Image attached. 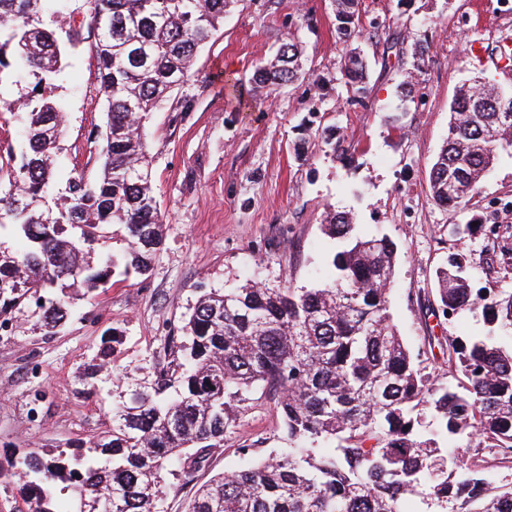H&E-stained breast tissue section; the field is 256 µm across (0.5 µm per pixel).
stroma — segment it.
<instances>
[{
  "mask_svg": "<svg viewBox=\"0 0 512 512\" xmlns=\"http://www.w3.org/2000/svg\"><path fill=\"white\" fill-rule=\"evenodd\" d=\"M351 39L336 30L333 0H236L190 81L153 113L148 126L153 192L163 241L148 274L117 258L106 284L77 299L53 335L36 306L13 312L0 334V467L28 451L75 453L112 429V395L154 381L171 359L173 337L206 293L261 282L313 288L332 272L339 247L327 213H348L364 235H384L400 251L390 285L393 321L426 373L443 375L437 344L484 329L480 315L448 322L428 310L436 270L464 252L476 287L512 290V272L492 266L494 245L512 246V154L501 153L466 209L438 206L429 171L448 137V113L473 81L512 89L496 57L512 42V0H358ZM43 19L67 42L59 79L38 85L28 71L0 72V156L21 152L20 101L51 97L65 106L57 179L94 178L106 121L95 30L87 0H50ZM294 39L310 79L258 87L256 67ZM480 41L483 59L471 57ZM429 47L414 63L415 45ZM368 64V92L352 102L346 46ZM497 226L491 239L449 235L454 224ZM109 370L96 372L104 341ZM277 399L251 394L196 481L247 464L246 448L284 447Z\"/></svg>",
  "mask_w": 512,
  "mask_h": 512,
  "instance_id": "1",
  "label": "stroma"
}]
</instances>
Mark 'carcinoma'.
I'll return each mask as SVG.
<instances>
[{
  "mask_svg": "<svg viewBox=\"0 0 512 512\" xmlns=\"http://www.w3.org/2000/svg\"><path fill=\"white\" fill-rule=\"evenodd\" d=\"M231 0H88L105 99L100 172L54 191V157L65 133L61 105L40 98L23 116L26 150L0 189V227L23 243L0 249V315L37 295L49 333L67 319L69 290H96L112 267L92 250L112 227L125 232V267L150 271L163 245L152 191L147 126L152 113L189 81L198 53L224 22ZM348 39L359 26L357 0H334ZM47 0H0V69L15 61L39 80L61 68ZM344 69L366 93L367 63L353 48ZM306 77L298 44L282 43L253 80L275 89ZM512 149V92L476 84L460 90L448 137L430 170L432 199L465 208L500 152ZM328 235L343 241L333 272L315 288L246 284L199 297L185 320L180 356L152 383H133L113 401L112 435L83 453H36L12 464L24 477L30 512H165L166 487L184 485L224 447V433L257 388L278 396L288 447L219 473L195 492L188 512H407L427 495L442 512H512V489L490 486L492 462L512 464V291L472 288L467 258L448 255L435 273V316L481 312L489 330L448 337L450 381L424 373L393 322L389 286L398 259L387 237L355 232L346 213H328ZM432 408L439 423L420 429L413 411ZM485 438L492 460L469 461L457 437ZM71 490L57 495L56 484Z\"/></svg>",
  "mask_w": 512,
  "mask_h": 512,
  "instance_id": "1",
  "label": "carcinoma"
}]
</instances>
